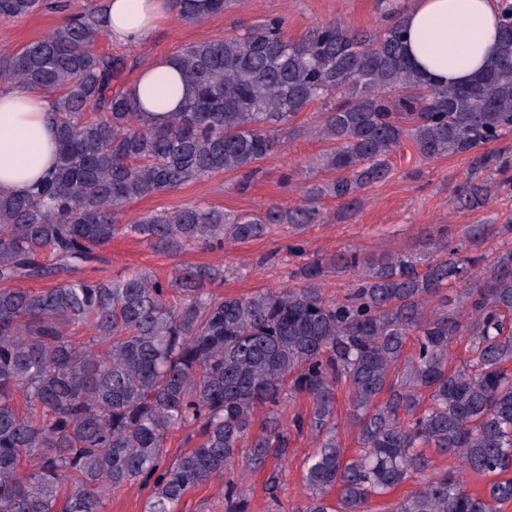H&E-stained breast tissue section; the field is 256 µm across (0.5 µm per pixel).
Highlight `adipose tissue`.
I'll use <instances>...</instances> for the list:
<instances>
[{"mask_svg": "<svg viewBox=\"0 0 512 512\" xmlns=\"http://www.w3.org/2000/svg\"><path fill=\"white\" fill-rule=\"evenodd\" d=\"M107 31L113 41L138 44L174 14L173 0H106ZM405 22L406 54L435 86L465 85L478 78L499 47L496 0H413ZM129 91L161 124L185 93L167 58L146 66ZM57 122L47 95L25 89L0 90V193L35 189L53 167Z\"/></svg>", "mask_w": 512, "mask_h": 512, "instance_id": "ef3b65f1", "label": "adipose tissue"}]
</instances>
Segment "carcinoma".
<instances>
[{"label":"carcinoma","mask_w":512,"mask_h":512,"mask_svg":"<svg viewBox=\"0 0 512 512\" xmlns=\"http://www.w3.org/2000/svg\"><path fill=\"white\" fill-rule=\"evenodd\" d=\"M39 2L0 0V18ZM176 5L189 23L224 11V0ZM404 15L395 9L373 34L332 21L294 40L271 18L191 43L170 57L185 97L159 126L115 85L124 61L93 50L106 35L98 7L0 56V82L49 93L59 130L41 190L0 195V512H103L106 495L132 481L152 485L147 512H179L188 490L224 476L245 439L262 469L286 451L290 429L315 443L305 512H373L411 478L416 488L387 512H496L512 500V239L471 253L486 225L426 259L317 253L295 271L299 286L242 297L206 289L223 278L208 265L164 280L74 276L122 231L176 254L322 223L327 194L350 215L363 188L388 178L407 136L433 159L511 134L512 0L500 4L497 56L462 87L433 86L412 67ZM332 97L314 133L333 143L321 165L337 177L309 188L304 204L248 217L193 204L117 224L132 200L253 172L277 152L283 125ZM479 265L486 276L475 280ZM333 272L353 276L336 302L312 288ZM37 279L55 284L17 287ZM455 341L469 352L458 365ZM340 385L359 423L351 456L337 439ZM297 395L310 411L286 426L281 409ZM185 428L198 441L166 457L168 435ZM430 448L489 483L473 493L436 469ZM224 500L225 512H246L231 480Z\"/></svg>","instance_id":"obj_1"}]
</instances>
